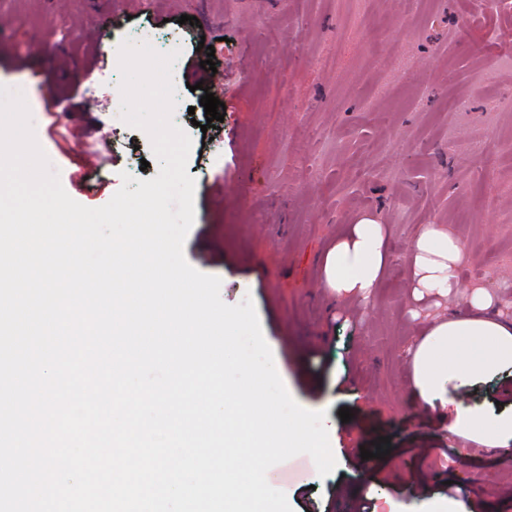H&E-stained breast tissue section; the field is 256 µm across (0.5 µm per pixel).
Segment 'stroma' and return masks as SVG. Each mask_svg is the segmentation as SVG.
Masks as SVG:
<instances>
[{"mask_svg":"<svg viewBox=\"0 0 512 512\" xmlns=\"http://www.w3.org/2000/svg\"><path fill=\"white\" fill-rule=\"evenodd\" d=\"M0 0V85L20 91L38 144L65 191L98 208L122 173L157 176L149 136L97 100L120 83L118 47L152 30L177 39L180 61L198 35L214 38L226 107L201 131V91H184L174 122L192 139L195 222L186 260L218 276L229 305L252 298L278 373L294 399L327 414L337 465L320 476L299 454L277 468L293 512H512V466L502 450L459 441L456 407L512 412V368L453 391L458 406L426 402L412 386L413 352L447 316L470 310L464 292L413 289L406 249L425 224L451 227L469 284L512 280V0ZM197 17V25L181 16ZM108 29L101 67L88 63ZM464 93L466 105L450 101ZM70 99L50 126L47 106ZM112 134V183L84 176L83 151ZM497 153L479 172L476 146ZM225 177L235 196L216 191ZM374 217L386 239L367 299L322 286L328 252L350 224ZM353 412L342 422L340 408ZM388 455L362 459L379 438ZM451 493H444V485Z\"/></svg>","mask_w":512,"mask_h":512,"instance_id":"1","label":"stroma"}]
</instances>
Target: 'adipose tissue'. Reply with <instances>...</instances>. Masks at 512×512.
<instances>
[{"label": "adipose tissue", "mask_w": 512, "mask_h": 512, "mask_svg": "<svg viewBox=\"0 0 512 512\" xmlns=\"http://www.w3.org/2000/svg\"><path fill=\"white\" fill-rule=\"evenodd\" d=\"M385 251L384 235L374 218L365 216L353 225L350 235L337 242L325 262L324 285L336 294L367 298L378 281ZM464 258L461 240L441 224H426L411 239L407 261L419 288L438 280L449 289L459 286L458 272ZM473 309L465 318L449 317L433 331L434 341L423 342L414 357L413 386L420 398L441 394L446 383L459 385L512 366V323L495 317V309L512 305V284L501 281L491 293L480 289L469 297ZM482 343L483 349L469 358L455 350L459 341ZM454 432H472L494 446L512 441V416L487 420L472 410L459 408L450 425Z\"/></svg>", "instance_id": "obj_1"}]
</instances>
